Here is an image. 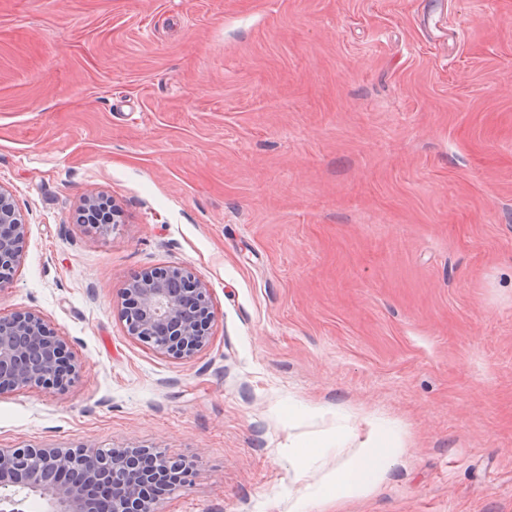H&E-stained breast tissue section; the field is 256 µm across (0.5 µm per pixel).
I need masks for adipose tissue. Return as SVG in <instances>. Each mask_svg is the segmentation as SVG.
Instances as JSON below:
<instances>
[{"label": "adipose tissue", "instance_id": "obj_1", "mask_svg": "<svg viewBox=\"0 0 512 512\" xmlns=\"http://www.w3.org/2000/svg\"><path fill=\"white\" fill-rule=\"evenodd\" d=\"M395 431L391 425H376L369 441L327 481L333 497L358 495L377 487L395 455Z\"/></svg>", "mask_w": 512, "mask_h": 512}]
</instances>
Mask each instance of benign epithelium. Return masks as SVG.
I'll return each instance as SVG.
<instances>
[{"label": "benign epithelium", "mask_w": 512, "mask_h": 512, "mask_svg": "<svg viewBox=\"0 0 512 512\" xmlns=\"http://www.w3.org/2000/svg\"><path fill=\"white\" fill-rule=\"evenodd\" d=\"M26 224L0 187V290L20 261ZM127 332L161 355L190 357L208 340L213 319L207 286L173 266L136 275L125 289ZM76 372L67 344L34 312L0 316V394L26 388L62 389ZM189 467L156 448H0V505L28 491L49 512H96L97 489L117 485L112 512H158L163 496L183 486Z\"/></svg>", "instance_id": "obj_1"}]
</instances>
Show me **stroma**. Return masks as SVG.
<instances>
[{"instance_id":"obj_1","label":"stroma","mask_w":512,"mask_h":512,"mask_svg":"<svg viewBox=\"0 0 512 512\" xmlns=\"http://www.w3.org/2000/svg\"><path fill=\"white\" fill-rule=\"evenodd\" d=\"M0 186V313L78 363L0 448H158L159 512H512V0H0ZM168 266L214 312L183 360L120 315ZM380 422V486L322 497ZM26 226L11 194L0 186V291L14 280Z\"/></svg>"}]
</instances>
